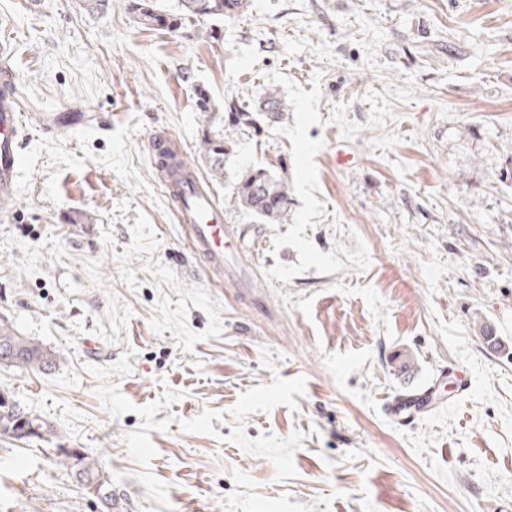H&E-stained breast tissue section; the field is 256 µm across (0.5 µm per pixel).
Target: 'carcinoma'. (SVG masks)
Masks as SVG:
<instances>
[{
	"instance_id": "carcinoma-1",
	"label": "carcinoma",
	"mask_w": 512,
	"mask_h": 512,
	"mask_svg": "<svg viewBox=\"0 0 512 512\" xmlns=\"http://www.w3.org/2000/svg\"><path fill=\"white\" fill-rule=\"evenodd\" d=\"M249 0H181L180 14L173 17L159 10L154 0H130V7L138 24L146 29L175 31L182 21L199 22L224 17L239 16L248 11ZM285 105L274 89L265 91L253 109L234 110L232 126L246 128L256 123V116L267 120L279 118ZM231 133H206L199 143V152L215 181L224 179V157L229 150ZM235 199L246 212L265 224H278L288 212V183L266 169H249L236 181ZM7 355L5 365L31 371L51 368L56 355L42 343L23 336L14 324L0 317V355ZM37 438L51 433V426L41 417L25 411L7 396L0 395V436L13 438L24 429ZM70 467L87 492L101 500L112 502L110 480L98 464V459L86 451L68 454Z\"/></svg>"
}]
</instances>
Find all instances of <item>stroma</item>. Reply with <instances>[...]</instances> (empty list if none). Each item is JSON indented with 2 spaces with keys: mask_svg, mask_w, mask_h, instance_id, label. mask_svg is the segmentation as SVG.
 I'll return each mask as SVG.
<instances>
[{
  "mask_svg": "<svg viewBox=\"0 0 512 512\" xmlns=\"http://www.w3.org/2000/svg\"><path fill=\"white\" fill-rule=\"evenodd\" d=\"M26 2L0 0L30 132L0 316L56 364L0 366L52 429L0 438V512H107L71 449L129 512H512V0H251L174 32ZM269 87L287 112L212 185L250 249L219 279L150 141L199 162ZM250 168L287 180L282 222L236 204ZM442 374L450 407L386 414ZM70 467L87 492L101 500L108 511L127 512L123 500L112 494L110 480L98 464V459L86 451L71 452L68 455ZM108 502L109 506H106Z\"/></svg>",
  "mask_w": 512,
  "mask_h": 512,
  "instance_id": "1",
  "label": "stroma"
}]
</instances>
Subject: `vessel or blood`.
<instances>
[{
	"instance_id": "1",
	"label": "vessel or blood",
	"mask_w": 512,
	"mask_h": 512,
	"mask_svg": "<svg viewBox=\"0 0 512 512\" xmlns=\"http://www.w3.org/2000/svg\"><path fill=\"white\" fill-rule=\"evenodd\" d=\"M12 44L0 40V221L9 219L18 189V178L24 158L20 152L27 134L23 106L13 91L15 74L7 61ZM154 164L171 159L174 177L163 189L177 219L188 229L193 253L216 276L223 277L225 250L235 244L237 232L225 225L224 210L209 186L189 161L187 152L177 138L161 135L152 143ZM446 385L433 386L396 395L388 405L390 414L408 420L431 412L446 402Z\"/></svg>"
}]
</instances>
